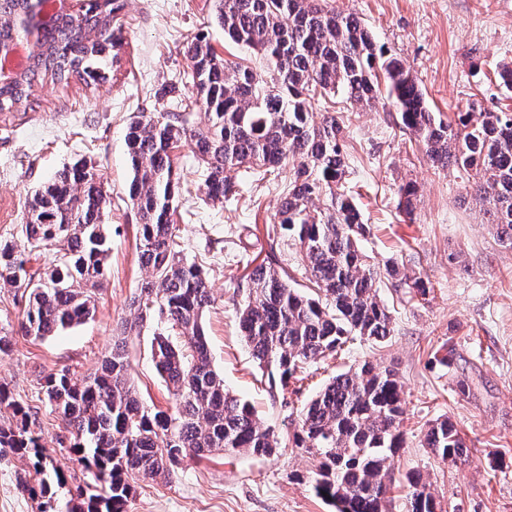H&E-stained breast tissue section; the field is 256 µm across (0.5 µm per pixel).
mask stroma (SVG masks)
<instances>
[{
    "instance_id": "stroma-1",
    "label": "stroma",
    "mask_w": 512,
    "mask_h": 512,
    "mask_svg": "<svg viewBox=\"0 0 512 512\" xmlns=\"http://www.w3.org/2000/svg\"><path fill=\"white\" fill-rule=\"evenodd\" d=\"M214 0H125L121 62L106 83L86 88L44 81L26 108L0 119V238L28 249L19 233L30 192L65 165L86 158L95 163L110 197L107 222L111 251L107 280L93 317L58 335L35 340L18 335L25 300L0 289V329L15 331L14 345L0 354V383L37 413L46 454L71 476H81L76 455L61 448L68 431L41 401L40 374L69 368L95 371L112 348L129 302L148 276L139 259L138 216L127 195L130 168L125 130L138 112H165L171 103L161 88L180 84L189 61L185 44L206 36L221 57L259 69L246 48L225 42L213 19ZM355 14L378 43L396 54L417 77L429 106L447 118L479 103L488 112L512 111V92L497 80L512 63V0H333ZM314 112H339L347 126L349 176L346 187L372 234L364 249L376 262L390 259L412 277L427 280L426 299H409L405 288L383 282L382 300L393 316V333L382 344L355 345L342 359L311 370L301 399L284 404L249 354L238 329L237 309L245 297L240 283L247 262L268 249V231L280 203L274 182L252 183L232 174L236 199L201 201L203 171L188 147L175 152L183 187L176 222L183 254L203 264L213 303L204 328L213 363L227 387L255 409L263 426L293 432L302 399L310 398L337 373L362 360L393 369L404 388L405 446L393 458L389 512H406L405 476L421 473L443 512H512V249L452 169L432 165L420 144L403 131L388 103L353 107L339 94L313 101ZM413 183L414 218L397 208L400 185ZM153 327L127 340L131 377L142 401L169 410L171 395L157 375L150 353ZM456 349V364L433 363L435 352ZM470 391L457 394L458 380ZM447 417L471 450L468 462L451 464L423 448L433 421ZM312 460L297 449L277 456L248 454L186 458L169 478L139 483L128 512H332L316 497L306 476ZM23 465L0 453V512H37L22 490Z\"/></svg>"
}]
</instances>
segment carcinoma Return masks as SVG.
Returning a JSON list of instances; mask_svg holds the SVG:
<instances>
[{"label": "carcinoma", "mask_w": 512, "mask_h": 512, "mask_svg": "<svg viewBox=\"0 0 512 512\" xmlns=\"http://www.w3.org/2000/svg\"><path fill=\"white\" fill-rule=\"evenodd\" d=\"M30 7V0H0V44L26 37L11 20ZM123 8V0H87L82 15L47 23L27 69L0 85V114L27 103L47 77L65 86L74 78L87 86L106 82L120 61ZM215 21L224 37L264 61L270 79L219 56L203 36L190 42L191 96L173 112L138 113L125 134L128 198L139 217V259L149 278L131 298V318L121 322V338L100 368L80 378L68 368L39 378L45 403L70 428L69 450L86 471L78 503L60 505L65 472L39 451L30 408L0 383V410L11 411L0 423V450L32 469L23 488L39 500V512H126L137 483L175 472L187 457H270L288 446L314 459L309 482L336 512H387L388 461L405 444V400L394 370L380 371L366 360L337 374L303 404L298 428L286 438L261 425L252 406L225 386L203 326L212 302L208 273L180 256L172 220L180 197L173 152L180 144L201 162L204 194L214 203L236 197L231 171L262 181L292 165L281 183L279 237L269 239L265 258L242 277L247 292L238 321L253 360L283 392L291 383L292 394L301 391L307 365L340 356L357 340L379 344L391 336V311L375 288L381 279L422 299L429 293L423 278H410L394 263H373L363 251L371 228L344 191L345 123L332 112L314 122L317 93L340 92L361 108L387 98L434 166L466 175L499 241L512 248V112L444 120L431 111L403 60L330 0H215ZM195 106L208 118L202 127L193 124ZM108 203L95 166L77 161L34 190L20 225L30 250L48 253L49 264L29 267L25 254L0 240V288L24 289V335L45 339L93 316L110 253ZM398 209L414 215L412 185L400 188ZM285 241L296 246L309 274L306 292L289 283L281 260ZM154 320L183 337L178 345L156 332L151 341L155 370L174 398L169 412L147 407L129 373L127 336ZM422 443L444 461L469 457L446 418L428 426ZM405 480L407 512H438L421 474L410 472Z\"/></svg>", "instance_id": "obj_1"}]
</instances>
